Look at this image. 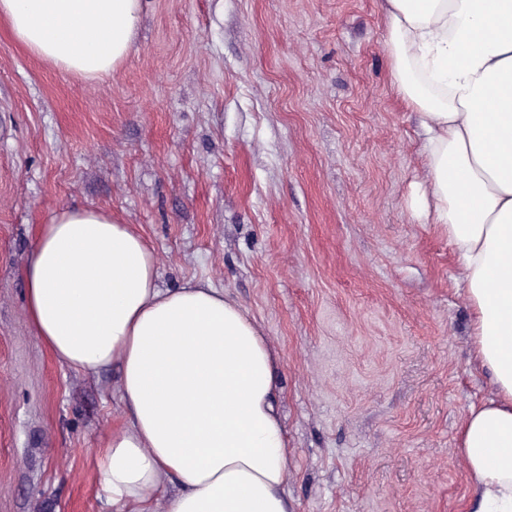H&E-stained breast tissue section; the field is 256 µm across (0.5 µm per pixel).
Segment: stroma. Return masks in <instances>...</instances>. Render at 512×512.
Wrapping results in <instances>:
<instances>
[{
	"instance_id": "1",
	"label": "stroma",
	"mask_w": 512,
	"mask_h": 512,
	"mask_svg": "<svg viewBox=\"0 0 512 512\" xmlns=\"http://www.w3.org/2000/svg\"><path fill=\"white\" fill-rule=\"evenodd\" d=\"M111 76L0 21V512H121L100 485L118 369L72 370L28 318L41 224L132 225L164 288L233 295L279 356L294 512H463L457 434L490 394L460 260L410 194L426 162L383 0H141Z\"/></svg>"
}]
</instances>
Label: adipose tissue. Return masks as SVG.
I'll use <instances>...</instances> for the list:
<instances>
[{"label":"adipose tissue","instance_id":"1","mask_svg":"<svg viewBox=\"0 0 512 512\" xmlns=\"http://www.w3.org/2000/svg\"><path fill=\"white\" fill-rule=\"evenodd\" d=\"M391 76L420 116L423 212L461 258L472 359L492 394L458 430L466 512H512V0H385ZM18 42L84 78L127 54L141 0H0ZM37 336L68 367L120 370L101 486L126 512H293L279 359L225 291L159 284L131 225L94 208L41 225L24 270Z\"/></svg>","mask_w":512,"mask_h":512}]
</instances>
